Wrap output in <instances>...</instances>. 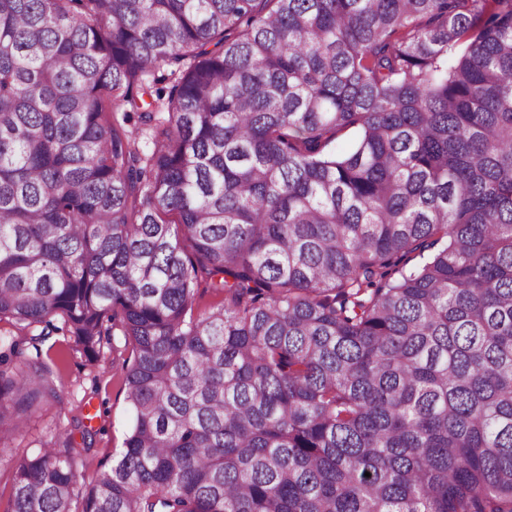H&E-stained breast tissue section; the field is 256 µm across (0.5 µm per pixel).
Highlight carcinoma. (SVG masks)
<instances>
[{
  "mask_svg": "<svg viewBox=\"0 0 512 512\" xmlns=\"http://www.w3.org/2000/svg\"><path fill=\"white\" fill-rule=\"evenodd\" d=\"M55 317L132 345L83 512H512V0H0V321ZM55 394L10 343L0 447Z\"/></svg>",
  "mask_w": 512,
  "mask_h": 512,
  "instance_id": "cac0c4a2",
  "label": "carcinoma"
}]
</instances>
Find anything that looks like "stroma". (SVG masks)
<instances>
[{
	"instance_id": "obj_1",
	"label": "stroma",
	"mask_w": 512,
	"mask_h": 512,
	"mask_svg": "<svg viewBox=\"0 0 512 512\" xmlns=\"http://www.w3.org/2000/svg\"><path fill=\"white\" fill-rule=\"evenodd\" d=\"M40 353L56 373L57 395L37 407L13 448L23 453L69 439L87 441L95 465L109 467L123 448L130 421L123 382V363L130 351L119 327L109 328L94 364L73 351L69 337L60 331L50 333Z\"/></svg>"
}]
</instances>
